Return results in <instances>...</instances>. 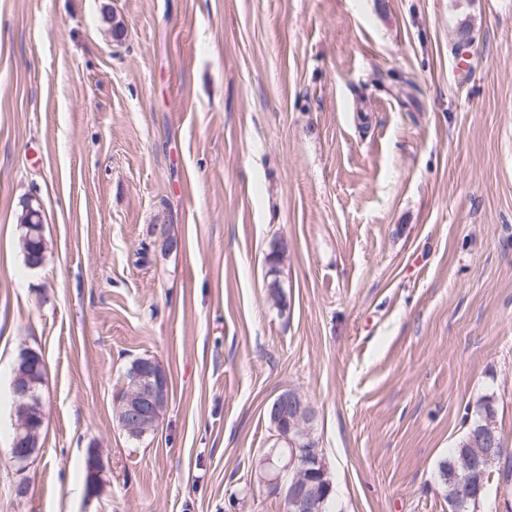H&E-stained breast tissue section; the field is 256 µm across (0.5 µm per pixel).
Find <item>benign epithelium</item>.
Instances as JSON below:
<instances>
[{
	"label": "benign epithelium",
	"mask_w": 512,
	"mask_h": 512,
	"mask_svg": "<svg viewBox=\"0 0 512 512\" xmlns=\"http://www.w3.org/2000/svg\"><path fill=\"white\" fill-rule=\"evenodd\" d=\"M36 352L30 348L21 351L12 379L13 398L19 407L38 399V382L31 378ZM169 401L167 375L154 369V363L140 359L130 375L123 377L122 400L116 416L120 429L130 438H141L155 430ZM314 408L295 391L279 394L269 409V419L277 433V440L287 445V453L272 448L263 458V472L259 481L268 493L284 500L286 512H321L322 505L333 493L322 452L312 436ZM496 409L489 403L482 411V425L477 436L486 452L479 458L461 457L453 463V476L458 491V502L465 505L478 496L484 485L474 486L478 476L494 465L507 460L506 448L499 445L495 424ZM43 411L37 414L20 413L14 420V439L10 448L12 462L20 468L38 456L41 446L39 431L44 427Z\"/></svg>",
	"instance_id": "benign-epithelium-1"
}]
</instances>
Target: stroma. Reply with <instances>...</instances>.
Instances as JSON below:
<instances>
[{
  "label": "stroma",
  "instance_id": "stroma-1",
  "mask_svg": "<svg viewBox=\"0 0 512 512\" xmlns=\"http://www.w3.org/2000/svg\"><path fill=\"white\" fill-rule=\"evenodd\" d=\"M24 348L45 425L19 472ZM138 357L170 396L135 442ZM288 389L337 512H451L439 464L482 397L512 449V0H0V512H285L257 472ZM132 369L129 376L123 377V398L118 402L116 416L124 434L138 440L155 430L169 401V383L166 373L157 372L149 359L133 360L125 374Z\"/></svg>",
  "mask_w": 512,
  "mask_h": 512
}]
</instances>
